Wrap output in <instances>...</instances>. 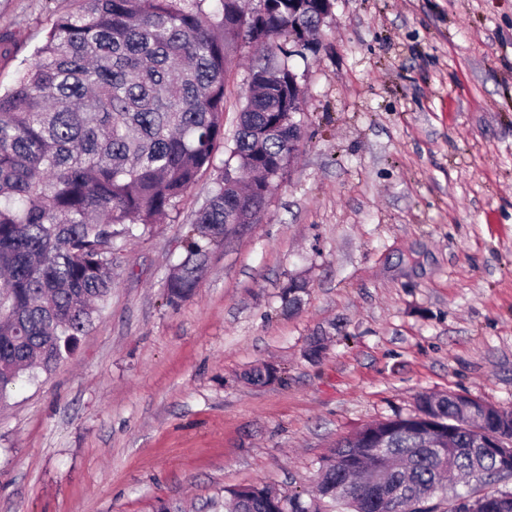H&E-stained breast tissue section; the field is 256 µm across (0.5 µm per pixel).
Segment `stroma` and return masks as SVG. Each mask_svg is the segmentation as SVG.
Masks as SVG:
<instances>
[{
  "label": "stroma",
  "mask_w": 512,
  "mask_h": 512,
  "mask_svg": "<svg viewBox=\"0 0 512 512\" xmlns=\"http://www.w3.org/2000/svg\"><path fill=\"white\" fill-rule=\"evenodd\" d=\"M4 24L26 58L48 19L41 0H0ZM317 40L288 60L304 137L264 220L169 303L202 175L152 232L116 241L75 351L0 401V512H212L256 483L305 494L338 441L415 414L422 394L512 408V0H333ZM253 53L232 65L225 132ZM261 364L278 379L248 383Z\"/></svg>",
  "instance_id": "1"
}]
</instances>
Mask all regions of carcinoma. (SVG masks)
Instances as JSON below:
<instances>
[{
    "instance_id": "obj_1",
    "label": "carcinoma",
    "mask_w": 512,
    "mask_h": 512,
    "mask_svg": "<svg viewBox=\"0 0 512 512\" xmlns=\"http://www.w3.org/2000/svg\"><path fill=\"white\" fill-rule=\"evenodd\" d=\"M44 8L52 23L32 60L19 61L0 92V400L25 375L50 371L75 347L112 289L114 241L152 230L183 193L219 172L184 235L168 277L169 301L201 282L211 247L254 224L268 185L297 145L288 141V34L310 36L323 0H71ZM240 42L262 51L252 68L233 143L224 140V93ZM20 42L0 27V62ZM278 379L273 367L244 374ZM429 395L418 412L364 426L323 459L315 493L288 495V512H512V492L473 495L459 479L497 475L484 435L458 396ZM284 492L267 484L225 491V512H279Z\"/></svg>"
}]
</instances>
